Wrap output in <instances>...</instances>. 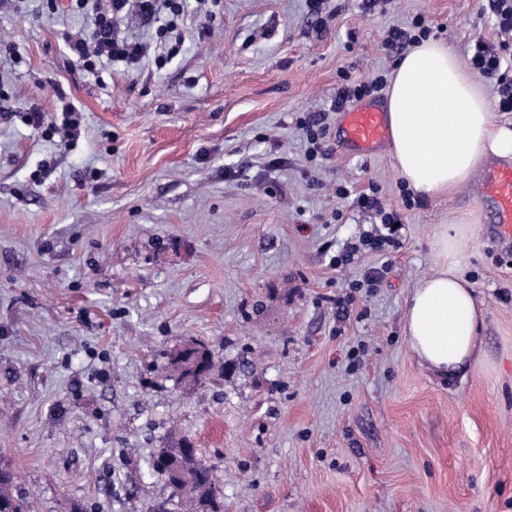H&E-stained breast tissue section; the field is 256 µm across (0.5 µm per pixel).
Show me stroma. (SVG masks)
I'll use <instances>...</instances> for the list:
<instances>
[{
	"label": "stroma",
	"instance_id": "obj_1",
	"mask_svg": "<svg viewBox=\"0 0 512 512\" xmlns=\"http://www.w3.org/2000/svg\"><path fill=\"white\" fill-rule=\"evenodd\" d=\"M223 4L212 17L186 0L163 67L98 80L66 58L85 16L0 0V460L15 493L39 512H181L150 461L184 437L224 512H512V247L474 180L407 199L386 149L339 150L333 105L341 73L392 75L390 29L422 20L462 58L497 41L488 0ZM69 103L66 144L53 129ZM311 112L329 134L310 162ZM372 184L403 217L381 252L352 200ZM464 215L482 348L447 380L403 321L434 235ZM191 341L215 356L199 388L167 367Z\"/></svg>",
	"mask_w": 512,
	"mask_h": 512
}]
</instances>
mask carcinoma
I'll list each match as a JSON object with an SVG mask.
<instances>
[{
	"label": "carcinoma",
	"mask_w": 512,
	"mask_h": 512,
	"mask_svg": "<svg viewBox=\"0 0 512 512\" xmlns=\"http://www.w3.org/2000/svg\"><path fill=\"white\" fill-rule=\"evenodd\" d=\"M179 354L186 355L188 361H203L209 370L213 367V356L202 344L197 343L186 352L179 351ZM184 361L174 358L169 366L185 384H200L199 380L188 377L189 371L185 369ZM152 468L168 478L180 506L186 508L187 512H224V503L215 494L210 468L201 459L197 449L191 447L186 450L172 441L157 449ZM13 482L12 468L7 463H1L0 512H33L31 502L13 494Z\"/></svg>",
	"instance_id": "carcinoma-1"
}]
</instances>
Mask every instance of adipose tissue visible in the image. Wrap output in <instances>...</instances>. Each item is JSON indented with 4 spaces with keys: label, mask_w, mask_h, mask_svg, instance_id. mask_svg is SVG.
Masks as SVG:
<instances>
[{
    "label": "adipose tissue",
    "mask_w": 512,
    "mask_h": 512,
    "mask_svg": "<svg viewBox=\"0 0 512 512\" xmlns=\"http://www.w3.org/2000/svg\"><path fill=\"white\" fill-rule=\"evenodd\" d=\"M389 150L408 188L430 198L454 191L492 156L512 157V125L500 122L453 47L426 39L392 75L386 103ZM462 229L448 224L433 241L435 271L411 290L404 335L434 376L466 371L480 353L483 313L464 273Z\"/></svg>",
    "instance_id": "adipose-tissue-1"
}]
</instances>
